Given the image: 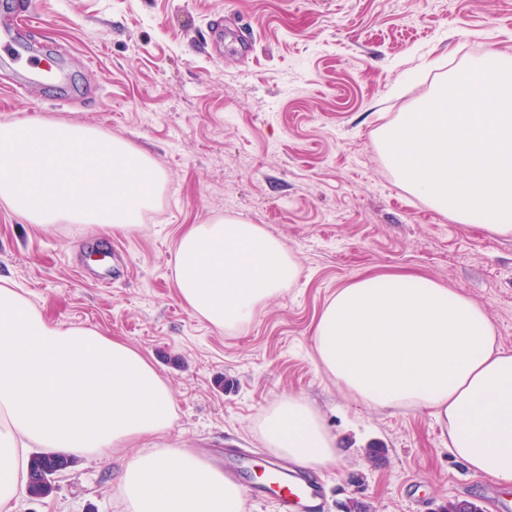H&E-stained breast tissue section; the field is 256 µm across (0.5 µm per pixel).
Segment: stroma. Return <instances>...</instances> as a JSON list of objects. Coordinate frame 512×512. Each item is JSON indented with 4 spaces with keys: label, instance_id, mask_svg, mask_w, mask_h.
Masks as SVG:
<instances>
[{
    "label": "stroma",
    "instance_id": "1",
    "mask_svg": "<svg viewBox=\"0 0 512 512\" xmlns=\"http://www.w3.org/2000/svg\"><path fill=\"white\" fill-rule=\"evenodd\" d=\"M29 2L26 37L60 52L69 82L18 97L0 63V122L41 115L97 127L147 151L167 182L126 233L43 229L0 206V278L48 321L95 328L148 357L174 394L167 443L217 457L252 449L242 486L276 460L256 422L293 393L337 438L336 465L317 473L322 512L353 502L440 512L462 501L501 512L512 502V484L449 453L428 412L379 411L341 390L313 341L337 288L411 272L476 300L512 351V236L456 223L409 193L380 144L471 60L512 56V0ZM219 216L263 226L301 266L233 333L195 316L173 279L182 232ZM137 449H114L106 463L75 458L50 496L20 489L14 512H127L117 475Z\"/></svg>",
    "mask_w": 512,
    "mask_h": 512
}]
</instances>
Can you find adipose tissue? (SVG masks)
Instances as JSON below:
<instances>
[{"label": "adipose tissue", "mask_w": 512, "mask_h": 512, "mask_svg": "<svg viewBox=\"0 0 512 512\" xmlns=\"http://www.w3.org/2000/svg\"><path fill=\"white\" fill-rule=\"evenodd\" d=\"M165 180L147 153L98 128L37 115L0 123V206L27 223L126 232ZM299 275L294 254L258 224H197L175 250L179 296L220 331L249 325ZM313 340L352 396L377 410L428 411L456 459L512 483V352L476 301L414 274L359 276L327 302ZM174 407L139 351L48 322L0 279V512H12L27 480L28 449L104 458L135 441L142 447L118 475L129 512H243L240 484L165 444ZM255 429L298 466L338 460L336 437L302 396L274 402Z\"/></svg>", "instance_id": "adipose-tissue-1"}]
</instances>
